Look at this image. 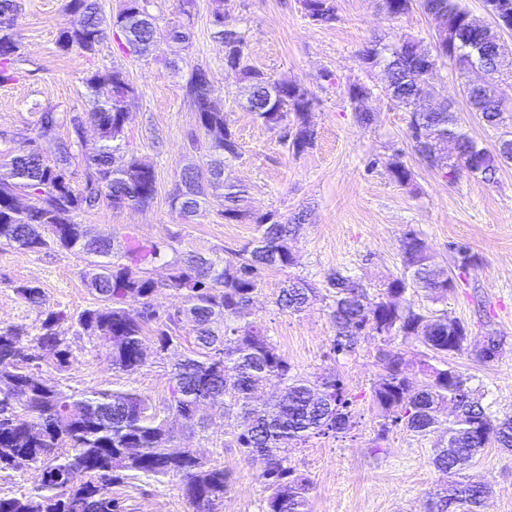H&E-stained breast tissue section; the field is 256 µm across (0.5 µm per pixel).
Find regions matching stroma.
Segmentation results:
<instances>
[{"instance_id":"1","label":"stroma","mask_w":512,"mask_h":512,"mask_svg":"<svg viewBox=\"0 0 512 512\" xmlns=\"http://www.w3.org/2000/svg\"><path fill=\"white\" fill-rule=\"evenodd\" d=\"M13 30L24 59L14 80L0 83V165L11 156L14 133L32 128L38 111L85 112L91 107L80 79L96 65L118 66L135 88L128 102L131 122L122 156L152 164L157 192L145 208L107 206L79 214L92 234L111 238L114 249L127 237L172 247L178 253L227 257L254 241V224H228L222 216V190L210 191L201 216L183 221L171 207V194L181 168L203 164L207 138L185 95L194 67L209 70L216 88L215 104L236 132L240 158L230 161L231 178L245 187L253 211H278L284 218L305 213L291 242L294 264L268 271L251 305V318L266 327L293 372L311 378L336 371L352 400L355 426L339 437L314 438L294 449L293 464L310 482L308 512H424L427 493L448 482L432 464L434 451L448 436L435 430L418 436L400 427L378 440L379 418L371 388L382 372L377 340L361 337L355 353L336 357L331 350L335 327L330 318L331 290L325 278L339 271L357 278L377 294L381 284L402 272L401 244L408 233L421 238L455 279L448 296L434 300L421 289L406 293L411 307L428 316L448 313L463 322L472 344L495 336V359L484 363L472 353L450 357V364L483 396L490 416H512V163L494 181L468 175L451 182L429 168L408 136L409 114L377 94L367 106L375 120L357 123L346 90L349 84L382 85V68L367 69L361 51L372 40L393 41L403 35L429 39L436 22L420 6L389 17L380 0H334L336 18L312 22L301 0H193L183 14L179 0H148V10L161 28L186 24L190 40L165 39L147 57L126 53L124 38L108 34L96 56L79 49L59 53L55 41L71 16L64 0H17ZM223 12L246 39L250 65L275 77L301 82L311 93L308 120L315 138L302 152L289 150L277 131L267 129L244 108L245 91L236 72L224 64V46L214 36L213 16ZM433 81L439 102L452 103L463 128L477 141L494 147L500 133L470 112L463 92L465 78L450 63H439ZM197 150H190V142ZM400 158L411 170V184L392 180L387 164ZM466 247L472 258L459 268L456 250ZM89 268L72 252L53 248L22 255L0 247V327L23 328L34 337L47 311L79 315L97 305L88 285ZM315 285L319 296L304 311L278 309L276 298L288 278ZM41 288L47 303H26L16 286ZM72 358L58 367L42 354L43 377L66 394L91 390H135L159 417L168 421L170 447L189 448L208 465L224 468L231 485L218 512H263L267 491L257 466L239 449L228 447L233 424L218 405L202 406L200 427L191 428L169 416L167 403L174 384L172 366L190 355L194 334L183 324L180 343L149 355L134 371L113 367L105 347L92 333L66 323L60 329ZM471 475L492 493L484 512H512V452L484 448ZM127 512H192L177 481L137 477L115 486Z\"/></svg>"}]
</instances>
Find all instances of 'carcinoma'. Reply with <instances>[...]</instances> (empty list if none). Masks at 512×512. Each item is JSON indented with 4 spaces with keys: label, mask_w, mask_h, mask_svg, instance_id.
<instances>
[{
    "label": "carcinoma",
    "mask_w": 512,
    "mask_h": 512,
    "mask_svg": "<svg viewBox=\"0 0 512 512\" xmlns=\"http://www.w3.org/2000/svg\"><path fill=\"white\" fill-rule=\"evenodd\" d=\"M147 0H122L119 11L104 15L97 0H66L73 15L70 28L60 32L56 46L62 53L77 48L94 55L108 32L117 30L126 50L147 56L157 47L161 32L156 18L144 7ZM306 15L315 23L336 19L333 0H302ZM424 9L442 18V33L433 34V49L402 36L392 44L374 40L363 50L365 64L387 70L385 95L410 113L409 138L425 163L448 181L467 174L485 181L495 179L504 163L512 162V149L482 146L464 131L452 106L443 112H417L414 103L434 92L431 73L414 60L418 51L434 61H450L467 74L464 87L472 111L490 127L504 125L505 103L499 81L512 77V59L500 38L489 34L477 65L467 59V44L477 40L479 26L461 0H422ZM15 0H0V83L15 77L23 61L22 43L13 31ZM215 37L224 43V64L238 67L246 83V109L296 153L312 144L314 130L307 116L308 91L296 80L274 78L246 62L244 34L230 25L226 14L214 15ZM95 106L87 114L38 113L32 134L18 135L19 146L0 172V245L21 254L39 253L51 246L73 252L96 267L90 286L99 303L84 310L76 324L110 347L112 366L124 371L145 365L149 351L157 354L178 344L180 324L192 323L199 351L174 367L175 386L168 410L192 427L196 405L202 399L224 405V416L239 423L232 443L259 464L258 479L268 496L264 512H307L310 484L288 460V451L316 436L350 428L352 401L343 381L329 371L310 381L294 372L267 330L250 319L249 305L272 269L293 265L291 241L298 225L282 221L267 211L255 215L242 186L224 177V163L241 156L235 133L224 113L213 105L215 85L207 70H192L185 92L207 136V160L184 170L171 196L180 215L195 217L203 211L210 187L224 188V220L250 221L259 228L250 248L229 259L213 261L196 254L167 257L157 244L135 237L126 239L119 255L112 243L83 239L75 221L81 212L106 204L114 209L145 207L156 192L152 164L136 156L119 168L114 153L121 149L131 121L127 99L135 94L121 68L94 67L81 78ZM374 88L353 83L347 97L357 121L369 126L374 114L364 101ZM293 123H288L289 115ZM96 125L102 146L85 162L83 178L75 182L71 161L85 119ZM71 136L58 135L62 126ZM391 178L401 185L412 180L400 161L388 164ZM22 192L34 200L24 210L14 207ZM167 260L166 287L180 296L182 305L159 312L152 303L157 282L151 266ZM404 272L383 284L377 299L355 277L336 271L327 276L333 289L331 318L336 328L332 351L336 356L355 353L359 338L379 339L378 359L383 368L371 389V400L380 418L379 432L402 426L424 436L444 428L448 446L439 448L433 463L454 477L429 493L425 512H482L489 492L486 485L467 474L484 448L512 450V417L492 418L482 396L467 386L462 375L448 366V357L469 348L467 327L447 314L426 316L405 303L409 287L422 289L435 300L444 298L455 281L439 269L434 255L414 233L402 243ZM16 292L27 303H46L43 291L19 286ZM315 297L306 281L289 282L277 305L291 313L303 310ZM140 305L138 318L128 314V302ZM69 320L64 311H49L33 343L53 352L59 365L67 364L69 351L57 331ZM413 340L426 350L422 371L427 380L415 384L405 374L406 360L390 349L397 339ZM28 342L20 328L0 329V404L9 412L0 418V472L27 468L33 471L34 488L20 497L0 496V512H126L112 487L132 475L179 479L192 512H217L230 487L224 469L209 467L189 450L174 454L168 448L166 421L148 411L138 393L91 391L65 395L30 378L25 354ZM284 385L273 404L258 403V392L270 381ZM140 448L130 458L126 449Z\"/></svg>",
    "instance_id": "obj_1"
}]
</instances>
